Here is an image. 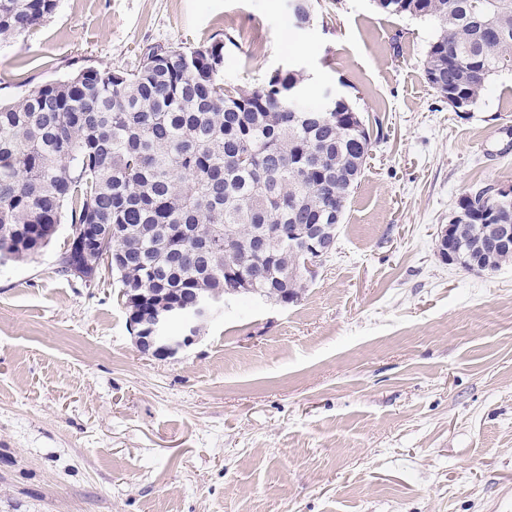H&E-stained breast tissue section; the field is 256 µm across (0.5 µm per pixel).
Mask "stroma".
<instances>
[{"label": "stroma", "mask_w": 512, "mask_h": 512, "mask_svg": "<svg viewBox=\"0 0 512 512\" xmlns=\"http://www.w3.org/2000/svg\"><path fill=\"white\" fill-rule=\"evenodd\" d=\"M57 0L0 43V99L217 33L225 84L296 64L372 123L335 250L299 300L226 299L138 351L115 275L63 274L62 223L0 265V512H512V263H442L465 193L512 186V71L467 114L428 84L431 22L373 0Z\"/></svg>", "instance_id": "35a3bbf8"}]
</instances>
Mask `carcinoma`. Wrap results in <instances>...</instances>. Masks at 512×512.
<instances>
[{
    "instance_id": "obj_1",
    "label": "carcinoma",
    "mask_w": 512,
    "mask_h": 512,
    "mask_svg": "<svg viewBox=\"0 0 512 512\" xmlns=\"http://www.w3.org/2000/svg\"><path fill=\"white\" fill-rule=\"evenodd\" d=\"M388 15L435 27L425 75L441 72L448 93L475 105L490 80L512 71V0H374ZM57 0H0V41L23 39ZM151 46L117 81L88 67L41 84L18 102H0V262L33 258L50 243L63 212L65 251L99 225L127 311L152 305L157 288H201L217 296L224 272L253 264L261 224H341L368 158L371 139L343 97L336 107H302L304 73L277 70L261 87L224 85L225 43ZM470 230L455 249L474 258L468 271H497L500 255L479 264L477 240L490 231L484 207L459 201ZM237 247L224 249V235ZM263 296L294 303L305 262L288 232L271 245Z\"/></svg>"
}]
</instances>
